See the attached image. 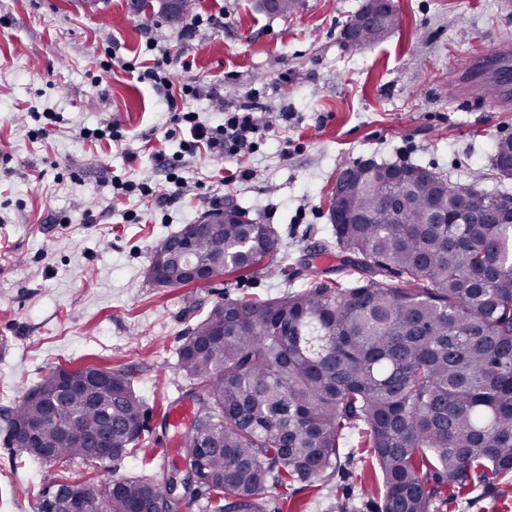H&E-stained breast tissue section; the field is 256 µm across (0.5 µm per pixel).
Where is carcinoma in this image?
<instances>
[{
	"mask_svg": "<svg viewBox=\"0 0 512 512\" xmlns=\"http://www.w3.org/2000/svg\"><path fill=\"white\" fill-rule=\"evenodd\" d=\"M493 165L512 158V138L493 144ZM393 163L357 162L340 176L351 195L331 192L328 210L361 219L334 224L336 273L263 300L215 303L184 338L178 367L189 380L195 416L181 434L199 457L189 499L204 512H262L269 488L311 483L337 466L348 430L370 449L382 479L377 512H428L432 498L456 494L512 471V222L432 224L486 191L407 165L398 214L384 180ZM279 238L271 224H225L200 235L196 250L224 258L211 277L274 272ZM394 277L401 286L384 278ZM58 368L18 401L8 445L20 461L65 470L100 460L76 431L50 414ZM112 378V395L78 393L66 402L76 425L112 418V458L145 441L143 401L119 373L87 366L77 374ZM77 486L90 512H135L165 483L122 475L101 489L59 474L48 492Z\"/></svg>",
	"mask_w": 512,
	"mask_h": 512,
	"instance_id": "cac0c4a2",
	"label": "carcinoma"
}]
</instances>
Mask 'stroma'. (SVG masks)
I'll return each mask as SVG.
<instances>
[{"label":"stroma","mask_w":512,"mask_h":512,"mask_svg":"<svg viewBox=\"0 0 512 512\" xmlns=\"http://www.w3.org/2000/svg\"><path fill=\"white\" fill-rule=\"evenodd\" d=\"M395 3L398 26L355 46L342 28L363 0H302L287 17L259 12L254 0H197L196 13L224 23L185 39L179 24L144 21L128 0H0V512H36L35 492L55 473L17 463L7 435L15 404L58 367L126 375L144 400L146 473L171 471L159 452L172 434L161 408L186 398L177 366L185 333L218 301L297 291L324 271L304 259L336 251L328 204L341 164L420 165L512 194V177L491 159L494 142L512 137V107L478 96L490 68L464 69L512 37V0ZM149 39L170 55L173 90L196 89L179 106L204 124L251 100L276 120L241 163L204 147L185 156L189 186L172 198L158 162L179 149L165 137L169 105L130 72L147 65ZM44 111L58 120L31 138ZM109 124L125 144L80 135ZM240 167L249 179H233ZM116 176L157 194H114ZM229 198L278 230L275 273L154 287L146 271L155 246ZM130 210L138 223L126 222ZM357 441L347 433L332 474L265 491L266 512H376L382 480ZM429 512H512V473L437 496Z\"/></svg>","instance_id":"stroma-1"}]
</instances>
